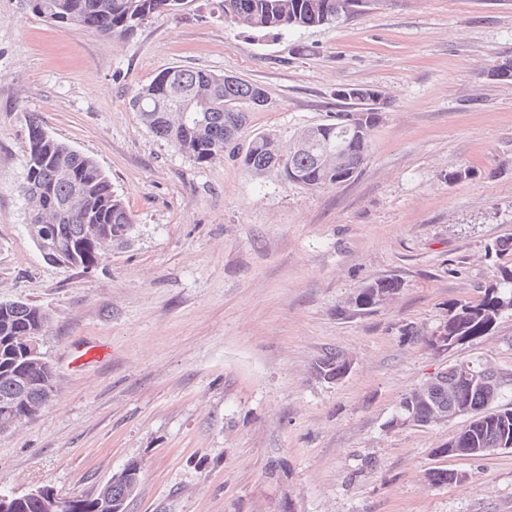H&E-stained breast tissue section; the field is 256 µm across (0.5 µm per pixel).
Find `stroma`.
<instances>
[{
	"label": "stroma",
	"instance_id": "obj_1",
	"mask_svg": "<svg viewBox=\"0 0 512 512\" xmlns=\"http://www.w3.org/2000/svg\"><path fill=\"white\" fill-rule=\"evenodd\" d=\"M512 0H366L339 22L264 35L221 0H182L133 34L58 27L0 0V301L44 308L52 399L0 433V494L93 496L140 466L126 512H512V449L443 458L458 422L393 426L400 399L461 360L512 372V314L450 350V304L512 265ZM186 66L261 85L249 129L289 140L338 88L389 104L361 173L305 189L228 158L199 165L128 101ZM93 157L129 206L127 244L89 271L28 234V124ZM473 168L452 183L448 173ZM401 280L372 313L365 283ZM340 351L339 382L314 364ZM466 472L433 485L428 472Z\"/></svg>",
	"mask_w": 512,
	"mask_h": 512
}]
</instances>
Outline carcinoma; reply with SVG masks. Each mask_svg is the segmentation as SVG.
<instances>
[{
    "instance_id": "obj_1",
    "label": "carcinoma",
    "mask_w": 512,
    "mask_h": 512,
    "mask_svg": "<svg viewBox=\"0 0 512 512\" xmlns=\"http://www.w3.org/2000/svg\"><path fill=\"white\" fill-rule=\"evenodd\" d=\"M180 0H28V6L46 22L74 29H94L106 36L127 35L140 22L161 11H172ZM356 0H222L224 21L256 32L281 27H314L332 24L349 15ZM266 91L258 84L240 77L226 78L204 70L169 68L130 100L142 123L156 138L170 143L198 164H210L221 155L240 161L254 175L275 171L284 180L310 189L338 185L357 175L370 154L372 137L383 112L369 96L343 100L346 109L334 112L323 123L324 134L303 150L281 159L279 150L287 147L277 134L268 131L244 140L248 109L265 105ZM195 100L197 123L184 125L180 103ZM365 116L369 128L365 139L353 134L340 135L336 124L350 114ZM341 144L346 165L324 169L318 165L327 144ZM44 159L25 166L22 187H36L40 196L30 208L29 224L39 225L36 239H60L72 251L70 267L88 270L98 264L110 245L93 229L129 237L134 219L123 199L100 165L69 144L52 139L43 151ZM80 192L85 206L71 216L66 202ZM401 288L394 278H378L360 288L352 301L359 311L381 307ZM512 312V266L499 268L495 280L486 285L476 302H456L449 306L448 335L471 340L485 336L501 315ZM49 314L37 305L24 302H0V421L9 418L23 422L33 418L51 397L54 371L42 353L32 354L27 343L43 333ZM345 356L334 353L314 366L315 375L326 381L344 376ZM441 384L433 396L411 404L404 413L415 420L427 421L438 409L451 403L469 408L466 424L436 449L442 457L477 458L512 444V407L496 405L502 388L512 384V373L504 376L502 387L485 388L457 375L454 366L438 372ZM11 412L3 414V404ZM467 473L454 469H435L427 479L435 485L466 481ZM125 486L107 484L105 493L93 497L68 498L66 512H112V502L125 501Z\"/></svg>"
}]
</instances>
